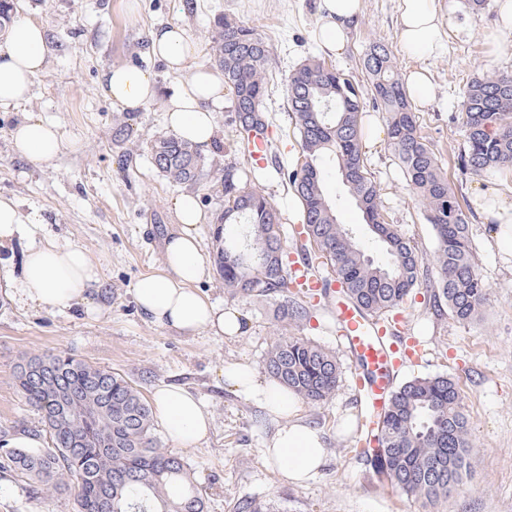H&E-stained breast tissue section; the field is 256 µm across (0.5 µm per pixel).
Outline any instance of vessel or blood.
Listing matches in <instances>:
<instances>
[{
    "label": "vessel or blood",
    "instance_id": "obj_1",
    "mask_svg": "<svg viewBox=\"0 0 512 512\" xmlns=\"http://www.w3.org/2000/svg\"><path fill=\"white\" fill-rule=\"evenodd\" d=\"M340 337L354 360L357 383L371 412L381 410L397 374L425 355L420 341L401 337L398 326H382L342 300L331 304Z\"/></svg>",
    "mask_w": 512,
    "mask_h": 512
}]
</instances>
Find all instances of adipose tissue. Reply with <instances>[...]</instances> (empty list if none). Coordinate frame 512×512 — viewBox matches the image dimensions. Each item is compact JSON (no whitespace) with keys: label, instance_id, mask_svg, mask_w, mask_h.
I'll return each instance as SVG.
<instances>
[{"label":"adipose tissue","instance_id":"ef3b65f1","mask_svg":"<svg viewBox=\"0 0 512 512\" xmlns=\"http://www.w3.org/2000/svg\"><path fill=\"white\" fill-rule=\"evenodd\" d=\"M402 3L398 28L402 47L427 58L442 54L446 49L445 19L437 0ZM361 6L362 0H322L319 42L326 53H341L350 29L360 18ZM151 50L181 79L180 89L166 102L168 127L200 148L212 146L216 137L214 114L224 105L223 77L198 63L199 47L181 27L154 30ZM45 60L46 32L38 24L19 20L0 35V106L28 97ZM104 83L112 99L129 108L146 104L159 94L154 79L134 66L110 69ZM12 140L19 156L36 163L51 162L62 146L56 127L39 118L18 124ZM174 208L180 228L166 240L164 268L135 284L137 304L164 326L219 337L239 334L238 315L213 304L196 289L197 282L209 274L195 232L202 220L196 199L182 196ZM97 280V267L85 250L48 242L27 252L21 292L30 302L65 309L85 302ZM228 379L239 394L278 418L279 424L262 453L280 477L293 483L313 478L325 461L324 434L298 414L294 398L283 387L257 381L245 366L229 372ZM153 403L156 416L178 447H193L207 437L210 413L200 397L182 388L163 387L154 392Z\"/></svg>","mask_w":512,"mask_h":512}]
</instances>
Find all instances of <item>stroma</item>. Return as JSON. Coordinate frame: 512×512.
Returning <instances> with one entry per match:
<instances>
[{
    "label": "stroma",
    "instance_id": "obj_1",
    "mask_svg": "<svg viewBox=\"0 0 512 512\" xmlns=\"http://www.w3.org/2000/svg\"><path fill=\"white\" fill-rule=\"evenodd\" d=\"M401 0H363V14L343 53L323 54L317 43L320 0H13L12 16L43 26L47 58L29 98L0 106V198L13 200L25 221L10 249H0V432L36 429L40 419L21 400L15 385L20 356L66 353L125 375L144 397L156 388L177 386L199 396L213 418L209 437L194 448L177 447L164 427L155 433L163 448L188 464L207 492V512H233L238 500L255 498L271 512H423L419 501L377 482L370 465L356 455L358 391L353 360L337 333L328 300L316 297L312 315L301 323L277 316V298L233 296L217 275L198 282L212 302L235 308L247 326L241 335L217 337L156 324L133 298L144 275L163 267L167 236L177 227L173 208L180 188L152 166L151 142L165 135V102L179 87L161 60L149 53L150 33L168 24L182 26L199 46V61L212 65L215 17L254 28L270 47L265 109L272 133L269 166L257 188L282 215L283 232L295 240L301 229L300 204L277 167L301 157L295 120L288 108L289 74L310 58L343 72L362 91L370 82L363 67L368 46L389 45L400 74L424 68L432 101L414 106L420 133L440 160L448 181L469 216V234L478 272L487 286L480 316L460 322L450 311L435 313L425 288L406 299L399 312L406 331L428 353L405 370L402 380L447 375L460 388V406L469 421L471 467L438 512H512V251L501 242L511 224L487 223L483 212L512 202V172L487 176L458 166L465 136L459 115L463 87L487 73H512V31L500 29L495 0L469 9L466 0H439L447 19V51L433 59L401 46L397 32ZM147 70L159 86L157 99L128 109L104 87L114 66ZM232 88L215 114L218 138L205 150V180L195 191L205 216L199 225L200 251L211 260L213 220L224 208L221 184L226 166L248 169L251 159L237 142ZM37 117L58 126L65 146L48 164L14 154L13 127ZM365 165L380 188L383 215L417 248L430 279H437L436 239L423 207L411 192L398 160L387 146L385 114L372 104L363 112ZM325 189L341 223L353 231L375 259L383 253L325 161ZM52 241L85 249L100 281L87 303L58 311L25 302L18 291L20 268L30 246ZM295 336L335 352L342 382L319 404L298 400L300 414L324 434L327 458L303 485L286 482L262 455L274 419L237 394L224 371L237 364L267 380L264 359L282 336ZM77 487L51 493L0 477V512H74Z\"/></svg>",
    "mask_w": 512,
    "mask_h": 512
}]
</instances>
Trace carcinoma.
<instances>
[{
  "mask_svg": "<svg viewBox=\"0 0 512 512\" xmlns=\"http://www.w3.org/2000/svg\"><path fill=\"white\" fill-rule=\"evenodd\" d=\"M213 62L235 96L251 97L255 112H236L238 136L249 142L256 129H268L263 100L270 50L250 27L217 19L211 35ZM363 65L373 100L387 114L388 142L408 186L422 203L437 240L440 277L435 301L453 316L474 320L486 300L469 238V218L461 208L434 151L421 135L391 51L381 42L367 48ZM288 104L300 135L304 164L287 174L301 205V245L305 264L332 267L344 296L370 318L400 306L422 282L423 258L411 241L385 222L379 188L362 151L364 94L343 74L311 59L287 80ZM466 147L462 171L476 176L512 170V74L471 78L460 102ZM336 162L342 185L362 213L387 262L366 254L344 225L324 190L321 160ZM155 168L173 185L195 189L204 176L200 149L171 133L151 144ZM224 213L215 218L213 263L231 295L281 296L284 321L307 316L300 297L309 295L288 271L287 239L280 212L230 166L224 169ZM243 224V243L223 239L224 225ZM265 370L287 391L310 402L327 400L338 389L342 371L336 357L302 338L279 339L268 351ZM16 387L24 403L41 415V429H21L0 438V473L57 491L78 487L77 512H205L207 492L192 478L184 460L160 447L151 405L128 377L66 354L20 357ZM73 390L96 417H57L53 394ZM38 443L18 448L17 434ZM377 447L365 438L364 453L376 475L402 493L433 503L460 485L469 467V422L459 404L456 382L446 376L416 377L389 395L377 423Z\"/></svg>",
  "mask_w": 512,
  "mask_h": 512,
  "instance_id": "cac0c4a2",
  "label": "carcinoma"
}]
</instances>
